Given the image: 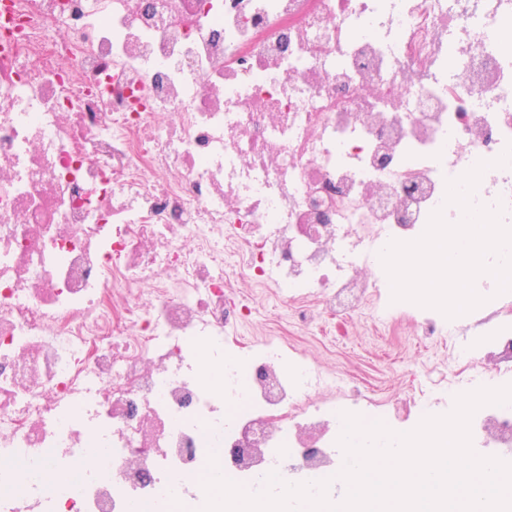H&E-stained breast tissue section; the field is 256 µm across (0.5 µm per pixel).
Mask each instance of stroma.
<instances>
[{
	"instance_id": "stroma-1",
	"label": "stroma",
	"mask_w": 512,
	"mask_h": 512,
	"mask_svg": "<svg viewBox=\"0 0 512 512\" xmlns=\"http://www.w3.org/2000/svg\"><path fill=\"white\" fill-rule=\"evenodd\" d=\"M235 285L237 294L254 306L252 323L236 331L241 341H263L267 321H276L278 341L285 351L369 386L377 403L375 412L383 421L390 418L388 405L409 397L412 389L426 386L428 379H439L456 362L472 359L475 343L483 341L487 332L481 323L489 312L484 305L473 310L446 345H420L412 321L414 303L392 301L391 290L385 287L373 311L353 318L349 335H323L293 324L286 306L270 291L251 287L243 277L237 278Z\"/></svg>"
}]
</instances>
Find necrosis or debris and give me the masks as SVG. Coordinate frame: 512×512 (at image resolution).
<instances>
[{
    "instance_id": "1",
    "label": "necrosis or debris",
    "mask_w": 512,
    "mask_h": 512,
    "mask_svg": "<svg viewBox=\"0 0 512 512\" xmlns=\"http://www.w3.org/2000/svg\"><path fill=\"white\" fill-rule=\"evenodd\" d=\"M512 0H0V512H201L335 471L374 399L274 341L224 365L242 275L304 328L512 142ZM473 200L512 223V167ZM224 374L222 385L204 370ZM512 460V407L471 420ZM101 449L89 463L85 449ZM73 477L63 492L44 478Z\"/></svg>"
}]
</instances>
